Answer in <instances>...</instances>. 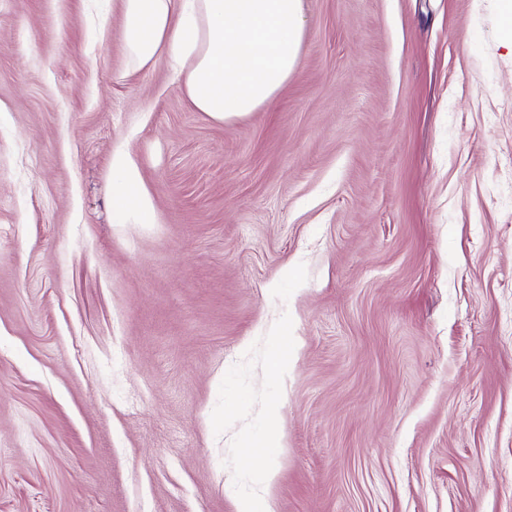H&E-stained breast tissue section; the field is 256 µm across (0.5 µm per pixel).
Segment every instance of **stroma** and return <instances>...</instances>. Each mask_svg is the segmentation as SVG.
Returning <instances> with one entry per match:
<instances>
[{
  "mask_svg": "<svg viewBox=\"0 0 512 512\" xmlns=\"http://www.w3.org/2000/svg\"><path fill=\"white\" fill-rule=\"evenodd\" d=\"M500 4L303 0L220 122L112 0H0V512H512ZM113 173L123 186L122 204L127 206L132 201H138L141 208H145L146 203L143 200L144 197L137 178L123 157L116 158L113 163Z\"/></svg>",
  "mask_w": 512,
  "mask_h": 512,
  "instance_id": "35a3bbf8",
  "label": "stroma"
}]
</instances>
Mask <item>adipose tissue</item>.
Returning a JSON list of instances; mask_svg holds the SVG:
<instances>
[{
    "label": "adipose tissue",
    "instance_id": "obj_1",
    "mask_svg": "<svg viewBox=\"0 0 512 512\" xmlns=\"http://www.w3.org/2000/svg\"><path fill=\"white\" fill-rule=\"evenodd\" d=\"M138 68L171 62L191 106L218 120L267 104L301 48V0H115Z\"/></svg>",
    "mask_w": 512,
    "mask_h": 512
}]
</instances>
